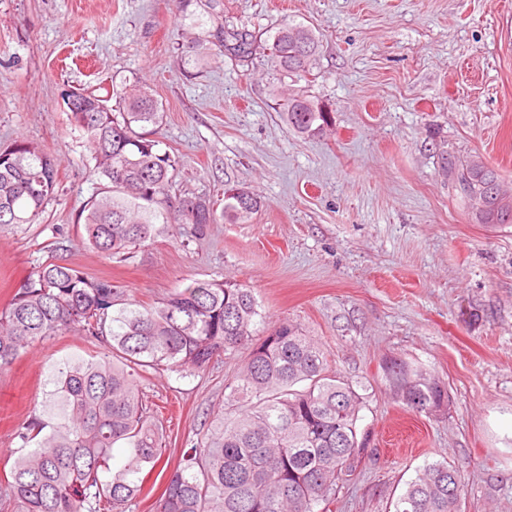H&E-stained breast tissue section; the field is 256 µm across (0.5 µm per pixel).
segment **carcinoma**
<instances>
[{
	"instance_id": "obj_1",
	"label": "carcinoma",
	"mask_w": 512,
	"mask_h": 512,
	"mask_svg": "<svg viewBox=\"0 0 512 512\" xmlns=\"http://www.w3.org/2000/svg\"><path fill=\"white\" fill-rule=\"evenodd\" d=\"M187 73L212 48L246 62L257 37L224 30H185ZM263 43L286 73H306L319 39L288 22ZM122 111L95 91L64 94L74 126L86 139L87 164L102 186L77 214L83 240L101 257L126 262L157 224L190 225L197 236L224 219L245 221L260 207L249 194L227 196L222 210L205 195L170 194L176 158L160 149L148 127L164 110L143 84L121 96ZM287 125L312 135L327 111L304 95L279 104ZM477 224H512V193L478 155L450 158ZM59 191L53 160L23 137L0 144V226L39 223ZM112 350V357L69 359L48 379L41 410L18 431L21 442L0 485L7 512H130L145 478L163 455L154 408L141 373L191 374L241 349L248 360L225 385L226 408L207 433L183 449L157 512H327L340 475L365 448L358 413L364 395L330 368L324 348L295 322L273 320L246 285L195 280L152 304L131 298L109 280L93 278L51 257L0 310V370L40 342L68 330ZM389 387L413 412L448 405L435 374L400 357L383 364ZM462 471L443 459L426 464L393 503L394 512H459Z\"/></svg>"
}]
</instances>
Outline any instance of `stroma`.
<instances>
[{
	"label": "stroma",
	"mask_w": 512,
	"mask_h": 512,
	"mask_svg": "<svg viewBox=\"0 0 512 512\" xmlns=\"http://www.w3.org/2000/svg\"><path fill=\"white\" fill-rule=\"evenodd\" d=\"M197 0H0V143L24 137L57 163L59 193L39 224L0 227V308L51 256L153 303L192 280L252 288L263 310L300 323L329 364L368 383L358 426L368 444L331 512H393L424 463L466 471L460 512H512V224L474 223L443 169L480 153L512 189V0H218L225 30L294 21L320 34L308 74L274 71L263 50L239 63L178 64ZM147 84L179 159L171 191L261 202L250 221L206 235L159 224L129 261L83 244L76 216L101 181L86 162L65 91ZM319 100L326 132L301 137L275 110L281 91ZM96 345L70 331L0 371V464L44 397L48 375ZM401 357L437 374L448 406L407 410L382 364ZM240 350L193 376L143 374L165 452L137 512H155L189 439L224 407Z\"/></svg>",
	"instance_id": "1"
}]
</instances>
